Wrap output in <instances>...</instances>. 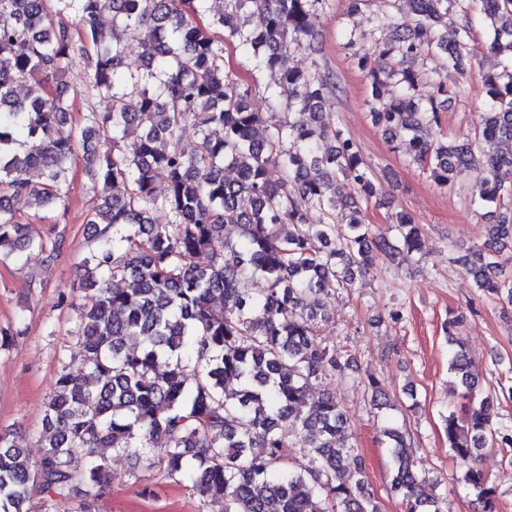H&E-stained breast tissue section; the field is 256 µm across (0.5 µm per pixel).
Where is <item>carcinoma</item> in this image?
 Wrapping results in <instances>:
<instances>
[{"label": "carcinoma", "instance_id": "carcinoma-1", "mask_svg": "<svg viewBox=\"0 0 512 512\" xmlns=\"http://www.w3.org/2000/svg\"><path fill=\"white\" fill-rule=\"evenodd\" d=\"M212 2L62 0L57 16L43 0H0V17H8L0 23V258L45 251L17 222L16 208L51 212L64 203L77 151L101 189L87 220L98 246L84 260L92 304L80 311L75 334L81 367L61 363L36 460L0 430V512H30L33 503L51 512L56 498L73 494L81 496L77 512H92L107 488L98 448L126 457L132 474L180 476L192 493L223 502L224 512H380L348 435V412L330 395L310 401L307 394L322 376L349 366L321 335L322 297L352 287L381 256L421 254V229L403 213L393 240L370 237L363 204L374 196L375 172L323 111L336 81L315 65H284L287 50L313 40L316 11L327 0H225L219 11ZM407 2L411 26L394 25L389 10L376 13L378 26L394 29L382 54L436 52L445 69L463 71L474 59L473 7ZM479 3L491 37L486 48L507 55L499 71L483 75L481 150L467 138H426L441 125L444 83L417 97L420 77L411 71L391 66L367 80L372 120L406 138L430 180L446 187L473 168L479 200L500 205L512 200V0ZM66 12L79 20L77 39ZM105 13L117 32L110 45L99 38ZM244 13L260 25L247 27ZM129 42L140 46L133 62ZM226 42L254 70L276 75L264 90L269 111H257L252 86L225 68ZM80 57L93 70L92 90L111 107L74 127L63 78ZM190 120L199 140L188 150L180 134ZM128 137L131 149H118ZM106 139L113 150L100 148ZM226 167L236 179L224 178ZM342 180L353 193L338 201ZM118 184L123 191L110 193ZM313 210L320 213L314 222ZM226 224L237 225V239L224 235ZM487 237L512 238V209L488 225ZM201 255L207 264H198ZM461 263L476 288L512 303L502 262L477 249ZM257 280L263 288L255 292ZM462 322L444 326L448 371L466 400L462 416L446 418L448 448L465 464L461 482L473 491L476 512H498L496 488L475 461L489 445L512 449V422L495 420L493 399L476 393L477 368L455 339ZM231 378L238 388L230 392ZM365 388L373 408L389 406L377 379L367 377ZM382 436L391 489L406 512H440L434 484L412 469L408 429L388 426ZM159 437L169 448L155 460L148 448ZM296 450L308 466L287 465Z\"/></svg>", "mask_w": 512, "mask_h": 512}]
</instances>
